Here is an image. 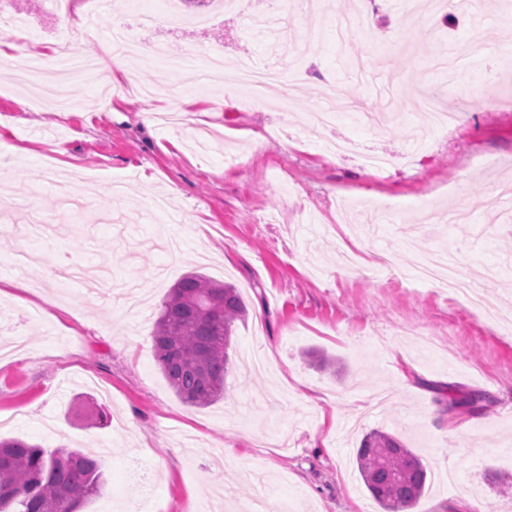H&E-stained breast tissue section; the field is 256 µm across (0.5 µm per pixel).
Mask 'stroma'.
<instances>
[{"mask_svg": "<svg viewBox=\"0 0 512 512\" xmlns=\"http://www.w3.org/2000/svg\"><path fill=\"white\" fill-rule=\"evenodd\" d=\"M164 0H112L134 23ZM240 13L180 4L199 29L139 28L125 53L128 80L167 87L168 59L142 64L137 45L201 44L241 60L276 62L283 77L265 107L241 92L187 89L180 126L144 122L166 111L115 85L75 84L65 113L0 66V201L16 223L24 202L59 230L39 242L0 234V437L52 450L88 448L106 479L84 512H127L141 491L151 512H189L221 489L214 512H381L356 465L361 439L391 433L428 468L415 512H512V0H449L430 16L424 0H321L292 9L288 36L263 25L254 0ZM35 42L52 44L60 18L48 0H12ZM460 112L430 128L415 107L424 93ZM336 105L333 132L312 114ZM261 133L263 142L253 140ZM348 139L339 158L329 135ZM66 151L50 159L48 146ZM391 156L376 174L360 160ZM498 158L495 168L475 157ZM33 247L70 264L107 259L130 282L137 311L64 285L51 270L18 268ZM435 251L455 255L482 309L412 276ZM196 271L238 288L230 386L207 407L183 403L154 357L152 330L169 289ZM336 359L331 374L309 353ZM478 390L490 404L478 423L451 430L438 400L446 388ZM257 501L240 497L247 478Z\"/></svg>", "mask_w": 512, "mask_h": 512, "instance_id": "1", "label": "stroma"}]
</instances>
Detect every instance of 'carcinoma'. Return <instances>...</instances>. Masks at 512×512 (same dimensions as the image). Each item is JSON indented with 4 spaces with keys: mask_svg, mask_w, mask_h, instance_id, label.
Returning <instances> with one entry per match:
<instances>
[{
    "mask_svg": "<svg viewBox=\"0 0 512 512\" xmlns=\"http://www.w3.org/2000/svg\"><path fill=\"white\" fill-rule=\"evenodd\" d=\"M247 309L236 288L189 272L170 289L154 322L156 361L175 395L205 407L224 398L233 326ZM479 391L439 399L444 411L485 409ZM364 486L384 512H405L422 496L427 466L396 436L366 434L356 452ZM105 484L99 459L79 448L46 450L19 439L0 441V512H80Z\"/></svg>",
    "mask_w": 512,
    "mask_h": 512,
    "instance_id": "obj_1",
    "label": "carcinoma"
}]
</instances>
